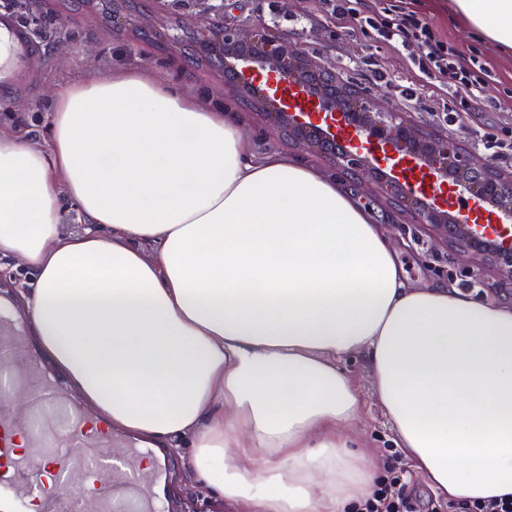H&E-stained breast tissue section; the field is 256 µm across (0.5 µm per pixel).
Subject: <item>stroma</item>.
I'll use <instances>...</instances> for the list:
<instances>
[{"label":"stroma","instance_id":"35a3bbf8","mask_svg":"<svg viewBox=\"0 0 512 512\" xmlns=\"http://www.w3.org/2000/svg\"><path fill=\"white\" fill-rule=\"evenodd\" d=\"M447 5L448 0H416L419 11L434 19L444 40L463 55L486 63L490 79L484 95L495 99L494 110L448 116L439 97L407 100L404 91L416 78L406 55L360 31L341 28L320 0H224L222 20L229 28L247 21L265 23L311 60L335 63L337 80L370 91L378 110L403 113L419 130L453 139L467 152L494 160L502 172L510 174L512 155L496 156L484 144L482 133L489 126L512 127V56L500 53L464 26L449 23ZM206 13L203 0H42L35 11L20 5L19 0H0V14L18 16L30 42L38 48L37 55L27 57L14 87L0 92V132L20 128L26 130L28 144L46 146L57 90L85 76L107 77L118 66L147 68L162 81L187 89L203 101L238 106L239 94L232 85L206 66L186 68L181 46L160 38L164 32L192 35L205 23ZM379 66L392 74V82L376 80ZM243 117L249 131L248 150L274 149L332 173L326 158L288 144L262 116L247 111ZM358 195L387 235L400 244L410 281L453 285L512 305V274L489 257L446 242L430 227L390 208L371 188H359ZM340 365L360 399L352 432L372 448L381 463L394 464L404 473L420 512H431L436 494L398 453L396 433L375 395L366 363L360 356L349 355Z\"/></svg>","mask_w":512,"mask_h":512}]
</instances>
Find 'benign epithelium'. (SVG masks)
<instances>
[{"label": "benign epithelium", "instance_id": "benign-epithelium-1", "mask_svg": "<svg viewBox=\"0 0 512 512\" xmlns=\"http://www.w3.org/2000/svg\"><path fill=\"white\" fill-rule=\"evenodd\" d=\"M196 60L211 63L224 73V79L244 87L246 95L241 100L247 108L263 112L296 145L329 159L336 174L349 186L358 189L375 185L393 208L411 211L416 223L429 224L469 250L512 268V252L471 234L465 223L417 198L396 180L394 173L374 168L368 157L348 150L319 125L284 111L269 88L251 83L248 76L270 70L282 81L303 86L321 114L361 132L367 141L386 145L394 158L411 157L439 183L450 184L460 194L496 207L512 220V177L502 176L492 162L463 152L452 139L417 130L393 112L374 109L365 92L336 81L333 68L311 62L265 24L231 29L222 22H205L194 37L191 55L184 58L187 64Z\"/></svg>", "mask_w": 512, "mask_h": 512}]
</instances>
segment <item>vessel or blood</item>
<instances>
[{
	"label": "vessel or blood",
	"instance_id": "b4317fda",
	"mask_svg": "<svg viewBox=\"0 0 512 512\" xmlns=\"http://www.w3.org/2000/svg\"><path fill=\"white\" fill-rule=\"evenodd\" d=\"M415 188L427 203L467 223L470 231L512 251V225L499 221L486 204L464 201L430 182ZM26 322L9 297L0 294V373L28 400L15 411L0 402V512H172V461L166 449L150 447L94 421L75 405L65 383L31 367ZM150 467L153 480L138 475ZM112 472L110 479L88 482L89 473Z\"/></svg>",
	"mask_w": 512,
	"mask_h": 512
}]
</instances>
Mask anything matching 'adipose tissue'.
Returning <instances> with one entry per match:
<instances>
[{
  "label": "adipose tissue",
  "instance_id": "adipose-tissue-1",
  "mask_svg": "<svg viewBox=\"0 0 512 512\" xmlns=\"http://www.w3.org/2000/svg\"><path fill=\"white\" fill-rule=\"evenodd\" d=\"M505 54L512 0H448ZM235 112L151 70L56 94L47 148L0 133V255L44 359L113 429L188 443L249 512H349L380 464L348 431L362 355L406 460L456 502L512 499V306L407 283L338 180L252 154ZM90 225L63 233L66 206ZM33 273L17 259L11 257L0 258V284L13 292L19 298V292L29 287L33 281Z\"/></svg>",
  "mask_w": 512,
  "mask_h": 512
}]
</instances>
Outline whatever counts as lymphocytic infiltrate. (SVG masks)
<instances>
[{"mask_svg":"<svg viewBox=\"0 0 512 512\" xmlns=\"http://www.w3.org/2000/svg\"><path fill=\"white\" fill-rule=\"evenodd\" d=\"M325 10L342 27L359 25L373 40L405 51L425 86L409 89L419 98L426 89L451 95L460 111L478 102L489 74L479 59L467 58L443 40L431 18L415 10L411 0H384L372 9L363 0H322ZM357 512H414L400 476L387 475L359 505Z\"/></svg>","mask_w":512,"mask_h":512,"instance_id":"1","label":"lymphocytic infiltrate"}]
</instances>
